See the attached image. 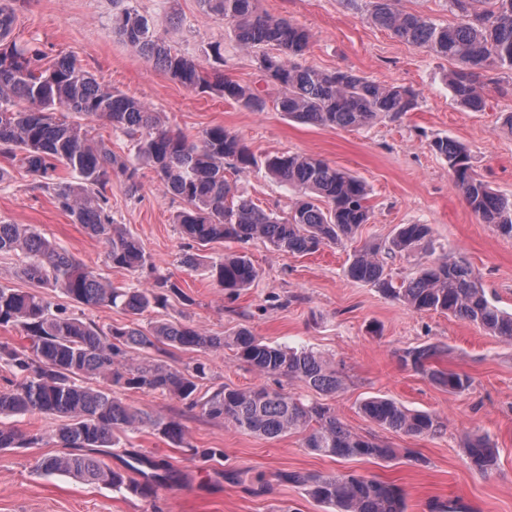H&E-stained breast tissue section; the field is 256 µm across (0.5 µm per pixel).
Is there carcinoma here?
Wrapping results in <instances>:
<instances>
[{
    "label": "carcinoma",
    "mask_w": 512,
    "mask_h": 512,
    "mask_svg": "<svg viewBox=\"0 0 512 512\" xmlns=\"http://www.w3.org/2000/svg\"><path fill=\"white\" fill-rule=\"evenodd\" d=\"M207 12L232 26L234 40L255 53L258 69L281 89L275 108L290 120L334 129L364 128L382 115L409 112L418 94L408 88L382 86L346 70L325 72L303 62L310 35L286 19L260 14L256 0H199ZM370 17L406 43L455 61L448 86L462 106L483 108L486 73H512V0H448L454 21L439 25L418 13L398 10L392 0H368ZM113 30L147 63L185 88L212 93L252 112H262L261 91L205 70L193 56L171 48L156 32L155 20L112 0ZM11 0H0V154L20 163L31 176V189L53 193L57 207L73 223L102 239L106 261L114 268L135 271L146 256L140 241L116 232L107 188L112 174L124 176L130 192L137 191L140 167L157 173L164 189L184 207L174 223L202 248L232 240L268 242L275 250L309 254L325 245L353 239L371 218L368 189L359 177L306 155H272L258 160L236 133L214 125L196 140L161 125L144 102L97 81L69 56L46 63L32 43L12 36ZM103 121L134 144V154L119 158L104 143H95L85 120ZM435 151L448 163L452 182L483 223L512 238V195L495 192L474 171L468 150L441 138ZM246 171L259 165L268 176L295 191L288 217L266 211L237 194L226 179L224 165ZM74 181H55L57 169ZM430 227L404 224L388 250L408 252L429 243ZM0 254L21 255L22 272L41 288L58 291L86 308L114 307L132 317L108 330L54 305L48 294L0 287V326H19L30 341L25 346L0 344V365L15 382L0 391V417L51 414L62 423L51 439L70 452L41 459L47 474L72 476L90 485H106L134 495L149 496L151 485L136 483L104 461L108 449L129 430L152 429L179 441L183 432L175 420L163 422L119 397L120 390L159 392L238 431L275 439L292 431L305 432V447L336 459L390 460L393 448L352 432L331 408L305 401L282 388L239 389L220 386L200 392L204 368H173L161 359L171 349H222L257 373L298 381L321 394L340 388L336 371L312 350L271 346L242 326L228 336H208L170 317L144 327L138 317L168 307V294L179 288L157 277L149 288H114L83 268L70 254L28 225L0 220ZM187 266L203 267L218 287L233 292L250 286L258 271L245 255L226 254L216 260L198 253L184 258ZM354 280L369 283L385 295L419 311H436L477 325L504 342H512V313L488 299L472 271L461 261L438 259L416 276L395 283L386 273L379 247L354 251L347 269ZM443 352L439 345L409 350L404 361L451 392L471 386L465 374L434 370L429 361ZM371 422L407 436L438 433L444 422L429 412L410 411L383 397L359 405ZM39 433L25 436L0 424V450L37 445ZM470 464L482 473L497 461L487 436L464 435ZM283 481L302 487L329 512H406L398 487L354 473L312 475L287 472Z\"/></svg>",
    "instance_id": "obj_1"
}]
</instances>
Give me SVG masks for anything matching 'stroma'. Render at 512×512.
<instances>
[{"label":"stroma","mask_w":512,"mask_h":512,"mask_svg":"<svg viewBox=\"0 0 512 512\" xmlns=\"http://www.w3.org/2000/svg\"><path fill=\"white\" fill-rule=\"evenodd\" d=\"M133 4L156 21L159 35L174 48L199 57L209 43H223L225 76L261 88L268 100L265 111L252 112L186 89L150 66L113 31L112 0H15L13 35L38 45L48 59L74 57L99 82L139 98L160 112L167 127L189 136L221 124L256 156L308 154L359 176L370 189L369 223L353 241L308 255L278 252L260 240L208 247L212 258L242 253L258 270L251 287L232 295L183 264L191 242L172 222L181 203L148 168L138 173L137 193H130L125 178L116 176L110 194L117 224L144 247L148 264L142 271L109 267L104 241L72 223L48 194L30 190L26 173L1 155L0 168L7 177L0 183V220L32 225L112 285L148 288L155 276L168 277L190 298L186 304L171 299L169 314L203 334L225 336L246 326L269 345L322 353L341 381L324 403L352 432L399 454L392 460L336 461L311 453L303 433L266 439L227 427L178 399L131 390L122 394L127 404L159 419H177L184 428L180 443L148 429L131 432L106 457L116 470L141 455L168 461L163 475L144 466L130 474L136 482H151L152 495L42 472L39 459L60 452L51 443L0 450V512H325L303 488L280 480L287 471H355L376 477L402 490L407 512H444L451 502L460 512H512V343L447 314L413 310L346 274L355 249L385 244L399 225L426 224L432 229L430 249L386 256L385 268L394 281L415 276L435 259L460 258L487 297L512 311V239L471 211L450 180L446 160L432 148L439 138L458 141L495 191L512 194V131L502 124L512 113V79L498 74L486 82L484 107L471 111L456 103L445 84L454 62L375 26L363 0H258L259 12L310 32L307 64L349 70L419 95L411 112L380 117L363 129L316 127L289 120L275 109L279 87L262 81L253 53L239 49L230 24L206 12L199 0ZM227 177L263 209L283 214L292 204V191L262 170L231 171ZM430 344L444 348L433 368L468 375V390L448 391L404 365L406 351ZM166 361L179 369L204 365L208 388L279 386L277 379L258 374L229 349H173ZM370 397L436 414L444 427L421 437L384 429L359 410ZM468 433L489 436L495 443V469L483 474L471 467L461 448ZM202 448H217L221 454L207 460L198 454Z\"/></svg>","instance_id":"1"}]
</instances>
